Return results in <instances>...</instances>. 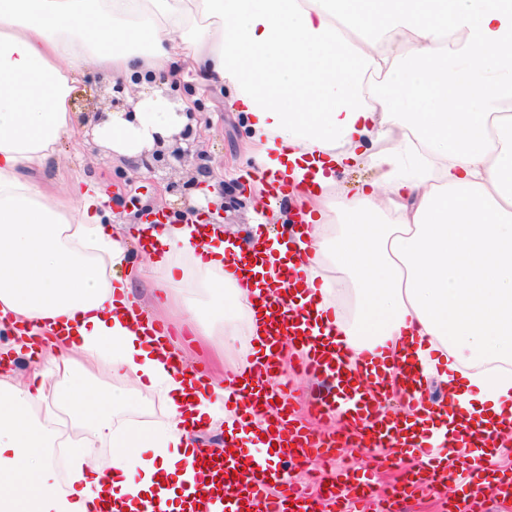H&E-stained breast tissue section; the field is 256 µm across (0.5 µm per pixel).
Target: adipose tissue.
<instances>
[{
    "label": "adipose tissue",
    "mask_w": 512,
    "mask_h": 512,
    "mask_svg": "<svg viewBox=\"0 0 512 512\" xmlns=\"http://www.w3.org/2000/svg\"><path fill=\"white\" fill-rule=\"evenodd\" d=\"M179 62L198 85L232 88L254 173L306 206L290 252L298 300L313 302L350 364L374 350L415 358L422 384L447 383L464 415L512 414V0H0V331L41 343L23 384L0 380V512H98L105 498L123 512L150 499L182 512L191 428L234 416L230 383L198 386L170 358L172 335H210L247 299L224 275L242 246L218 224L144 223L145 263L111 276L129 247L99 189L78 179L57 198L22 174L74 133L67 101L88 67L140 89L133 118L113 113L95 132L138 156L168 129L158 80ZM370 140L390 144L370 157L380 182L338 190L337 170ZM197 271L213 281L207 310L141 316L138 283L190 294ZM106 353L113 373L163 388L162 431L112 427L90 384ZM50 369L64 390L47 386ZM61 402L109 440L110 471L80 440L59 484Z\"/></svg>",
    "instance_id": "adipose-tissue-1"
}]
</instances>
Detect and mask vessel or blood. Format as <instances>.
<instances>
[{"label": "vessel or blood", "mask_w": 512, "mask_h": 512, "mask_svg": "<svg viewBox=\"0 0 512 512\" xmlns=\"http://www.w3.org/2000/svg\"><path fill=\"white\" fill-rule=\"evenodd\" d=\"M287 342L299 348L306 370L332 376L341 385L342 397H322L319 411L345 418L346 439L370 451L392 448L412 461L402 497H410L420 488L437 493L453 481L468 486L470 492L450 501L448 512H484L489 498L502 504L512 501V474L499 472L493 446L499 436L512 434V422H469L456 415V402L451 399L440 404L444 419L430 423L426 415L429 398L416 388L422 373L416 361L406 364L397 378L411 405V414L402 418L381 415L382 383L365 384L358 371L348 368L337 355L330 339L315 332L309 313L294 310L284 302L267 322L270 354L266 362L258 369L250 363L243 369L249 394L242 401L229 396L228 402L244 403L248 414L240 418L239 426L245 430L251 418L266 415L269 398L279 399L277 421L266 428L264 443L273 447L274 458L284 459L285 464L278 467L271 460L227 456L215 448L199 451L195 462L205 479L187 496L186 512H214L218 504L223 512H323L320 495L297 486L292 469L333 455L346 439L314 433L293 418L290 394L278 385L279 350ZM435 426L444 430L448 456L443 460L433 458L428 443ZM326 481L336 490L329 501L344 504L348 510L378 494L369 471L352 475L336 469L327 474Z\"/></svg>", "instance_id": "b4317fda"}]
</instances>
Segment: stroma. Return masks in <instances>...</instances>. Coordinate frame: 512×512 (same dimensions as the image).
Returning a JSON list of instances; mask_svg holds the SVG:
<instances>
[{
	"mask_svg": "<svg viewBox=\"0 0 512 512\" xmlns=\"http://www.w3.org/2000/svg\"><path fill=\"white\" fill-rule=\"evenodd\" d=\"M172 101L194 99L196 113L192 121L193 135L182 140L180 147L185 152L181 162L173 167L147 172L138 167L128 156L92 140L91 129L95 115L110 109L111 99H119L123 108L135 106L140 91L130 88L114 93L111 84L98 74L87 72L77 77L70 98V110L76 116L77 134L63 138L60 153L43 168L32 170L31 178L51 195H63L72 181L84 178L98 182L102 188H110L120 182L126 186V198L108 201L105 208L110 213L113 232L129 235L133 230L137 207H160L173 211L194 207L207 209L210 196L215 192L224 194V230L234 235L238 242H245L251 233V224L257 219L268 220L271 233L283 232L282 222L276 221L273 209L266 198L257 196L253 184L238 178V171L251 166L250 131L242 113L232 111L229 101L231 89H210L198 92L195 86L179 75H172L166 85ZM207 165L210 174L205 177L209 189L207 195L189 193L188 197L170 192V185H180L200 177L199 165ZM136 198V205H129V198ZM181 363L186 370L203 368L215 375H223L225 369L239 361V353L245 343L236 348L224 349L220 336H182ZM115 424L136 422L139 429L155 432L169 422V414L159 391L146 390L142 394H129L108 412ZM336 466H374L378 469L380 497L368 501L366 512H383L385 495L400 484L409 469L408 461L396 458H371L362 448H341L335 454Z\"/></svg>",
	"mask_w": 512,
	"mask_h": 512,
	"instance_id": "35a3bbf8",
	"label": "stroma"
}]
</instances>
